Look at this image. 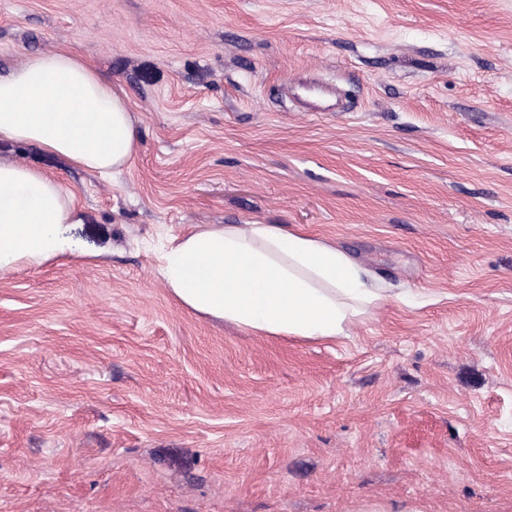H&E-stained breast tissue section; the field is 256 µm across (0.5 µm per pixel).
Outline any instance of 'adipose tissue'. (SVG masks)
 <instances>
[{"instance_id": "ef3b65f1", "label": "adipose tissue", "mask_w": 512, "mask_h": 512, "mask_svg": "<svg viewBox=\"0 0 512 512\" xmlns=\"http://www.w3.org/2000/svg\"><path fill=\"white\" fill-rule=\"evenodd\" d=\"M1 141L106 176L131 163L138 136L123 93L60 48L0 75ZM82 221L59 181L0 159V273L77 252ZM161 274L190 311L264 336L345 337L390 298L343 249L280 224L195 225L170 241Z\"/></svg>"}]
</instances>
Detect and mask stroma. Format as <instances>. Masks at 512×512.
Segmentation results:
<instances>
[{"mask_svg":"<svg viewBox=\"0 0 512 512\" xmlns=\"http://www.w3.org/2000/svg\"><path fill=\"white\" fill-rule=\"evenodd\" d=\"M62 46L140 147L0 144L84 213L0 274V512H512V0H0V74ZM197 224L394 299L334 341L195 314L158 250Z\"/></svg>","mask_w":512,"mask_h":512,"instance_id":"stroma-1","label":"stroma"}]
</instances>
